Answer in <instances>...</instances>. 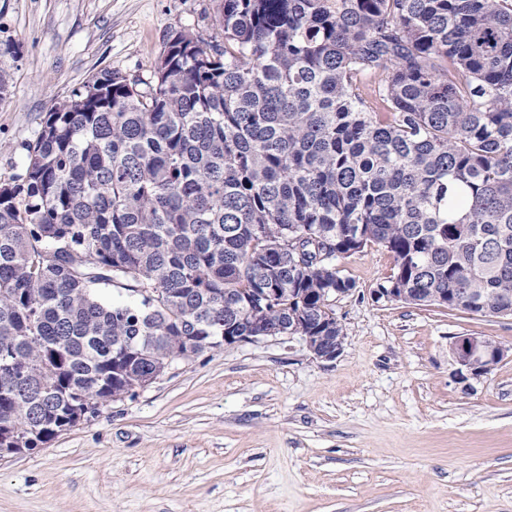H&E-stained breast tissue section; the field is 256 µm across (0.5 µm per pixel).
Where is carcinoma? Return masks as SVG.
Segmentation results:
<instances>
[{"label": "carcinoma", "mask_w": 512, "mask_h": 512, "mask_svg": "<svg viewBox=\"0 0 512 512\" xmlns=\"http://www.w3.org/2000/svg\"><path fill=\"white\" fill-rule=\"evenodd\" d=\"M216 27L148 82L92 76L0 182V448L221 336L344 332L336 261L369 245L405 304L512 306V0H224Z\"/></svg>", "instance_id": "carcinoma-1"}]
</instances>
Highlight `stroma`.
I'll return each instance as SVG.
<instances>
[{
	"label": "stroma",
	"instance_id": "obj_1",
	"mask_svg": "<svg viewBox=\"0 0 512 512\" xmlns=\"http://www.w3.org/2000/svg\"><path fill=\"white\" fill-rule=\"evenodd\" d=\"M222 0H0V182L49 109L105 69L151 80L169 36ZM378 246L342 259V354L296 337L169 362L135 396L0 458V512H512V317L374 302ZM508 354L458 380L453 337Z\"/></svg>",
	"mask_w": 512,
	"mask_h": 512
}]
</instances>
